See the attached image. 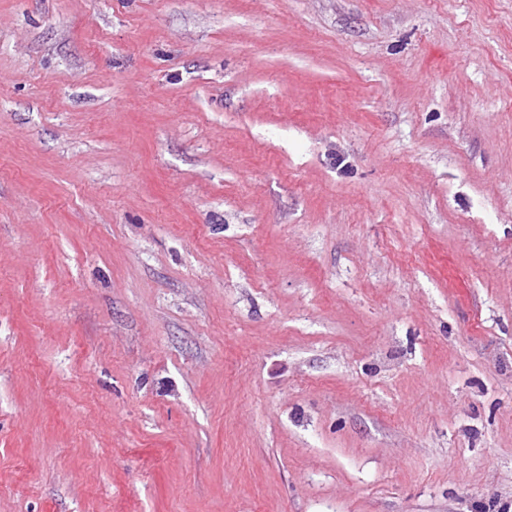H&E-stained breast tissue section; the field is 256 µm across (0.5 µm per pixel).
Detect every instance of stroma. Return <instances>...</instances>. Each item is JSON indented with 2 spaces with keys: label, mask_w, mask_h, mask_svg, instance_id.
Here are the masks:
<instances>
[{
  "label": "stroma",
  "mask_w": 512,
  "mask_h": 512,
  "mask_svg": "<svg viewBox=\"0 0 512 512\" xmlns=\"http://www.w3.org/2000/svg\"><path fill=\"white\" fill-rule=\"evenodd\" d=\"M512 505V0H0V512Z\"/></svg>",
  "instance_id": "1"
}]
</instances>
